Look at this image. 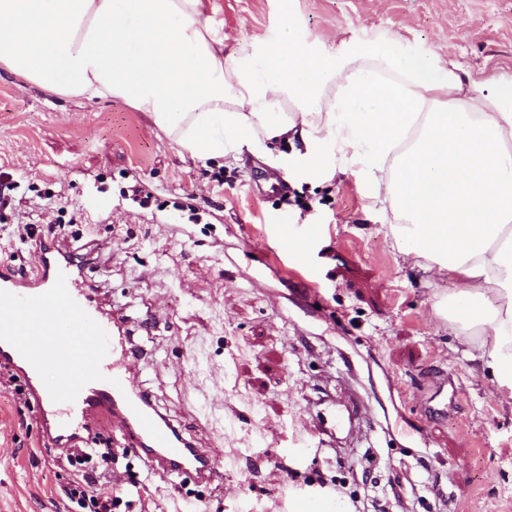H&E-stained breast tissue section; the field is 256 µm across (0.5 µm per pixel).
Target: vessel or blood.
I'll return each instance as SVG.
<instances>
[{"mask_svg":"<svg viewBox=\"0 0 512 512\" xmlns=\"http://www.w3.org/2000/svg\"><path fill=\"white\" fill-rule=\"evenodd\" d=\"M117 326L116 317L92 302L82 271L64 253L45 251L39 268L24 279L0 268V363L25 376L40 408L42 433L54 447H70L103 419L119 418L126 437L158 471L215 478L214 462L178 439L123 371L129 345ZM32 336L67 367L56 387L40 383L44 359L29 352Z\"/></svg>","mask_w":512,"mask_h":512,"instance_id":"1","label":"vessel or blood"}]
</instances>
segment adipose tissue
Listing matches in <instances>:
<instances>
[{
  "label": "adipose tissue",
  "instance_id": "adipose-tissue-1",
  "mask_svg": "<svg viewBox=\"0 0 512 512\" xmlns=\"http://www.w3.org/2000/svg\"><path fill=\"white\" fill-rule=\"evenodd\" d=\"M225 52L215 0H0V68L63 97L120 99L191 158L278 143L316 179L357 171L402 255L455 276L438 300L512 391V75L475 80L384 32L304 33Z\"/></svg>",
  "mask_w": 512,
  "mask_h": 512
}]
</instances>
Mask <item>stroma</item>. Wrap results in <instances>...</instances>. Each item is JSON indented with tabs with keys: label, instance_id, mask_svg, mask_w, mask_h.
<instances>
[{
	"label": "stroma",
	"instance_id": "stroma-1",
	"mask_svg": "<svg viewBox=\"0 0 512 512\" xmlns=\"http://www.w3.org/2000/svg\"><path fill=\"white\" fill-rule=\"evenodd\" d=\"M217 3L228 52L282 21L279 0ZM294 7L311 36L390 32L473 78L512 73V0ZM285 153L204 163L123 101L64 98L0 69V185L16 186L0 236L70 224L98 300L141 350L129 374L224 474L165 481L134 451L112 484L145 512H303L323 497L348 512H512V392L472 359L476 331L433 309L459 279L404 259L355 174L306 180ZM281 176L287 194L270 195ZM286 232L296 250H282ZM356 397L367 419H351ZM54 453L35 403L0 390V512H70L75 473Z\"/></svg>",
	"mask_w": 512,
	"mask_h": 512
}]
</instances>
